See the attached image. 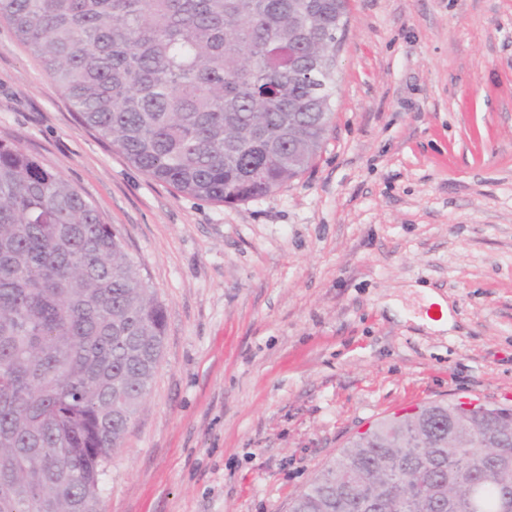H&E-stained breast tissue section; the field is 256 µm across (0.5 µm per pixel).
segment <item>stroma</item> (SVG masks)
Returning a JSON list of instances; mask_svg holds the SVG:
<instances>
[{"mask_svg":"<svg viewBox=\"0 0 512 512\" xmlns=\"http://www.w3.org/2000/svg\"><path fill=\"white\" fill-rule=\"evenodd\" d=\"M312 167L238 204L157 183L0 22V141L91 200L166 314L101 512H288L358 433L512 404V0H349ZM444 333L416 323L425 291ZM427 305H431L433 309L425 316L424 323L436 330L448 329L451 322L450 310L448 303L441 297L426 291Z\"/></svg>","mask_w":512,"mask_h":512,"instance_id":"stroma-1","label":"stroma"}]
</instances>
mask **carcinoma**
<instances>
[{
    "label": "carcinoma",
    "mask_w": 512,
    "mask_h": 512,
    "mask_svg": "<svg viewBox=\"0 0 512 512\" xmlns=\"http://www.w3.org/2000/svg\"><path fill=\"white\" fill-rule=\"evenodd\" d=\"M307 16L288 40V11ZM347 0H0L82 124L148 178L217 204L265 196L322 148ZM165 311L98 208L0 141V512H99L104 463L150 388ZM435 478L449 489L437 505ZM512 505V409L430 402L354 437L289 512Z\"/></svg>",
    "instance_id": "carcinoma-1"
}]
</instances>
